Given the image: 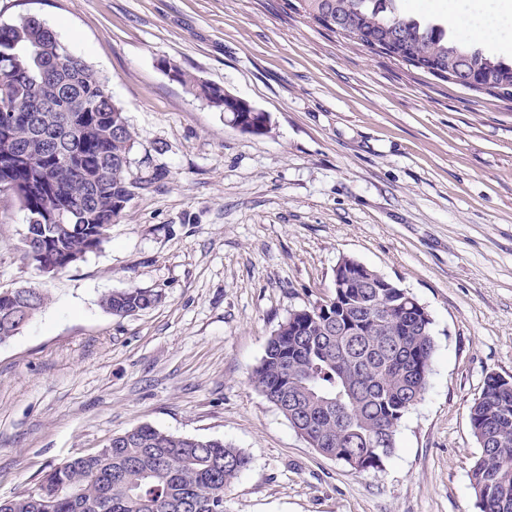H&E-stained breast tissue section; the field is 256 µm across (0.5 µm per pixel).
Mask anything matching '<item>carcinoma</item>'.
Masks as SVG:
<instances>
[{
    "instance_id": "carcinoma-1",
    "label": "carcinoma",
    "mask_w": 512,
    "mask_h": 512,
    "mask_svg": "<svg viewBox=\"0 0 512 512\" xmlns=\"http://www.w3.org/2000/svg\"><path fill=\"white\" fill-rule=\"evenodd\" d=\"M320 24L373 51L393 47L443 72L460 69L465 88L512 98V64L485 55L437 25L398 12L396 0H299ZM71 86L94 106L79 112L60 97ZM252 127L249 108L200 93ZM134 134L104 83L33 16L0 26V188L10 187L28 218L50 210L68 224H28L22 259L40 273L64 271L101 248L139 183L127 162ZM352 286L322 306L289 314L251 374L258 393L321 455L358 474L380 469L396 448L405 415L423 399L434 353L432 318L403 288H377L382 275L344 260ZM160 295L113 292L102 306L117 317L153 307ZM49 297L35 288L0 291V343L18 334ZM480 455L470 485L481 512H512V382L489 374L469 410ZM249 456L218 440L141 425L93 454L52 469L0 512H224L226 489Z\"/></svg>"
}]
</instances>
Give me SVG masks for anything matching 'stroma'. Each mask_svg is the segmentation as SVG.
Segmentation results:
<instances>
[{
	"label": "stroma",
	"instance_id": "1",
	"mask_svg": "<svg viewBox=\"0 0 512 512\" xmlns=\"http://www.w3.org/2000/svg\"><path fill=\"white\" fill-rule=\"evenodd\" d=\"M297 0H0L102 78L135 133L142 187L100 250L38 274L27 213L0 188V291L48 304L0 344V498L139 425L241 448L226 512H480L469 409L512 378V99L332 33ZM183 72L270 117L255 135ZM353 258L433 320L425 397L381 469L312 448L252 386L288 315L335 293ZM160 301L119 318L104 295Z\"/></svg>",
	"mask_w": 512,
	"mask_h": 512
}]
</instances>
